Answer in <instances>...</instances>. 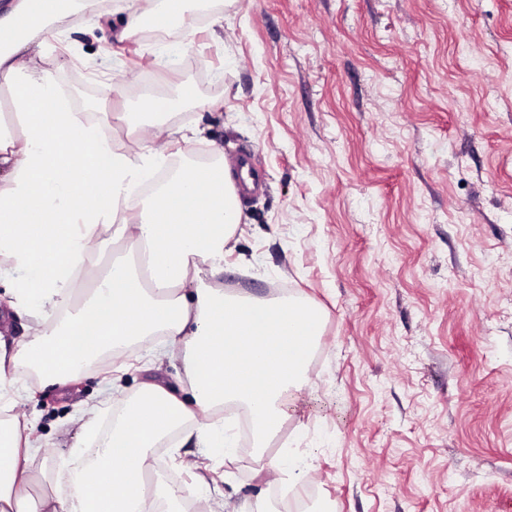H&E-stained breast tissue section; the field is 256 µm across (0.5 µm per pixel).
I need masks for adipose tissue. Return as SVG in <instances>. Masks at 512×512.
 Masks as SVG:
<instances>
[{
    "label": "adipose tissue",
    "instance_id": "ef3b65f1",
    "mask_svg": "<svg viewBox=\"0 0 512 512\" xmlns=\"http://www.w3.org/2000/svg\"><path fill=\"white\" fill-rule=\"evenodd\" d=\"M100 0H9L0 7V284L9 312L29 315L31 340L0 338V388L32 368L63 387L89 365L142 336H160L183 361L187 396L144 383L106 434L97 415L82 425L90 448H75L50 473L52 491L35 510L36 449L26 423L0 397V512H178L184 490L146 488L150 448L192 426L213 459L232 448L217 419L225 404L247 410L265 447L305 387L323 315L293 296L255 299L225 291L224 249L241 224L234 179L223 160L185 162L138 211L137 189L166 165L157 148L173 136L170 102L153 101L124 121L138 150H117L108 113L71 111L34 49L52 26L95 15ZM127 29L185 19L187 0H122ZM121 243L106 257L109 241Z\"/></svg>",
    "mask_w": 512,
    "mask_h": 512
}]
</instances>
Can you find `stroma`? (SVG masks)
<instances>
[{
  "label": "stroma",
  "instance_id": "1",
  "mask_svg": "<svg viewBox=\"0 0 512 512\" xmlns=\"http://www.w3.org/2000/svg\"><path fill=\"white\" fill-rule=\"evenodd\" d=\"M183 27L118 38L74 17L43 58L76 111L171 100L175 160L249 154L262 189L221 280L258 299L275 287L324 315L306 387L265 451L223 411L236 452L224 512L264 495L273 512H512V0H214ZM192 87L196 102L180 99ZM161 337L134 342L121 371L92 366L64 389L18 369L16 408L57 467L85 446L78 417L154 381L182 393ZM313 468L284 488L259 455L287 448ZM162 483L196 486L197 440L150 450Z\"/></svg>",
  "mask_w": 512,
  "mask_h": 512
}]
</instances>
